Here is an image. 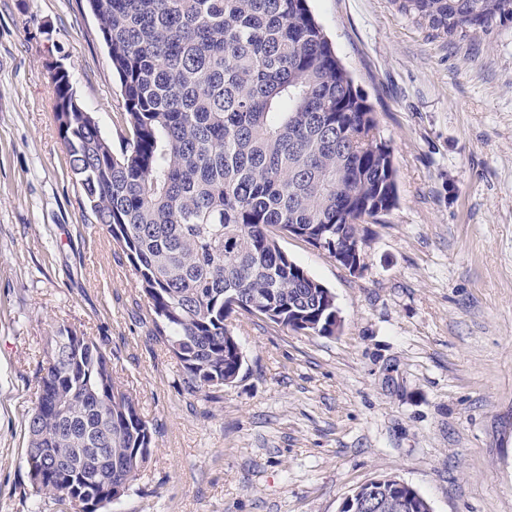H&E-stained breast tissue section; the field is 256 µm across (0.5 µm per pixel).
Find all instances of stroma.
<instances>
[{
    "instance_id": "stroma-1",
    "label": "stroma",
    "mask_w": 512,
    "mask_h": 512,
    "mask_svg": "<svg viewBox=\"0 0 512 512\" xmlns=\"http://www.w3.org/2000/svg\"><path fill=\"white\" fill-rule=\"evenodd\" d=\"M390 144L400 201L359 274L282 249L336 296L339 333L233 317L245 364L187 391L134 269L83 203L49 61L113 148L120 84L86 0H0V512H60L25 461L35 372L68 326L105 345L155 431L109 512H338L390 474L433 512H512V22L448 43L396 0H309Z\"/></svg>"
}]
</instances>
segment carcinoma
I'll return each mask as SVG.
<instances>
[{
	"label": "carcinoma",
	"instance_id": "cac0c4a2",
	"mask_svg": "<svg viewBox=\"0 0 512 512\" xmlns=\"http://www.w3.org/2000/svg\"><path fill=\"white\" fill-rule=\"evenodd\" d=\"M118 76L120 151L89 112H56L69 167L97 223L132 263L156 336L184 385L216 392L245 359L235 314L334 336V293L280 247L300 238L343 267L359 226L398 203L376 112L308 0H88ZM448 42L490 35L512 0H399ZM61 327L36 371L26 464L35 492L104 512L131 491L153 429L107 349Z\"/></svg>",
	"mask_w": 512,
	"mask_h": 512
}]
</instances>
